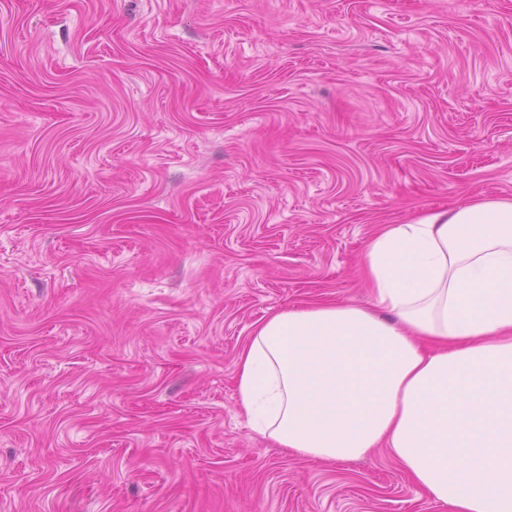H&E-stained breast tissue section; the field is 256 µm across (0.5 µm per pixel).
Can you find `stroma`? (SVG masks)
Returning a JSON list of instances; mask_svg holds the SVG:
<instances>
[{"label":"stroma","mask_w":512,"mask_h":512,"mask_svg":"<svg viewBox=\"0 0 512 512\" xmlns=\"http://www.w3.org/2000/svg\"><path fill=\"white\" fill-rule=\"evenodd\" d=\"M512 196V0H0V512H447L237 405L386 224Z\"/></svg>","instance_id":"1"}]
</instances>
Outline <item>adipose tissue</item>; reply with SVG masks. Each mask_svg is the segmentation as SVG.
Instances as JSON below:
<instances>
[{"label":"adipose tissue","instance_id":"obj_1","mask_svg":"<svg viewBox=\"0 0 512 512\" xmlns=\"http://www.w3.org/2000/svg\"><path fill=\"white\" fill-rule=\"evenodd\" d=\"M365 277L386 316L318 302L259 322L236 359L251 431L309 459L384 448L450 512H512V197L385 225Z\"/></svg>","mask_w":512,"mask_h":512}]
</instances>
